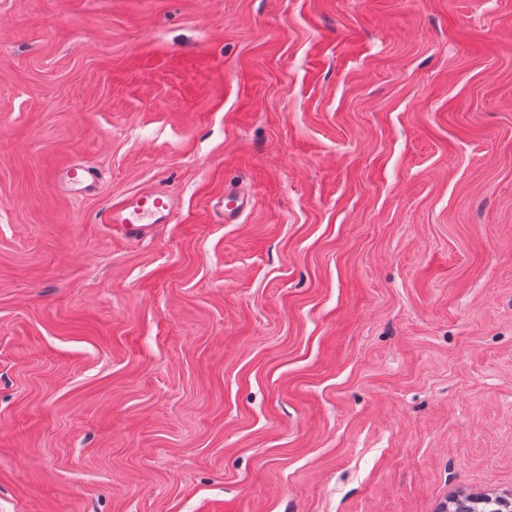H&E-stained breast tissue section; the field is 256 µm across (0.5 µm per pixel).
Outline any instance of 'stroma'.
I'll list each match as a JSON object with an SVG mask.
<instances>
[{
  "label": "stroma",
  "mask_w": 512,
  "mask_h": 512,
  "mask_svg": "<svg viewBox=\"0 0 512 512\" xmlns=\"http://www.w3.org/2000/svg\"><path fill=\"white\" fill-rule=\"evenodd\" d=\"M146 182L172 223H100ZM484 493L512 495V0H0V512ZM58 179L70 196L81 197L96 183L98 173L90 166L70 164L59 171ZM253 207L250 193L231 187L224 190V195L216 197L212 208L224 220V224H236L240 217Z\"/></svg>",
  "instance_id": "stroma-1"
}]
</instances>
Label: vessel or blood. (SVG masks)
<instances>
[{
	"instance_id": "obj_1",
	"label": "vessel or blood",
	"mask_w": 512,
	"mask_h": 512,
	"mask_svg": "<svg viewBox=\"0 0 512 512\" xmlns=\"http://www.w3.org/2000/svg\"><path fill=\"white\" fill-rule=\"evenodd\" d=\"M58 179L70 196L80 197L96 183L98 173L92 167L71 164L59 171ZM252 206V195L234 187L225 189L212 204L214 212L228 224L238 223ZM176 210L177 200L169 190L155 183H146L130 196L106 207L101 221L123 232L138 235L152 225L170 222Z\"/></svg>"
}]
</instances>
